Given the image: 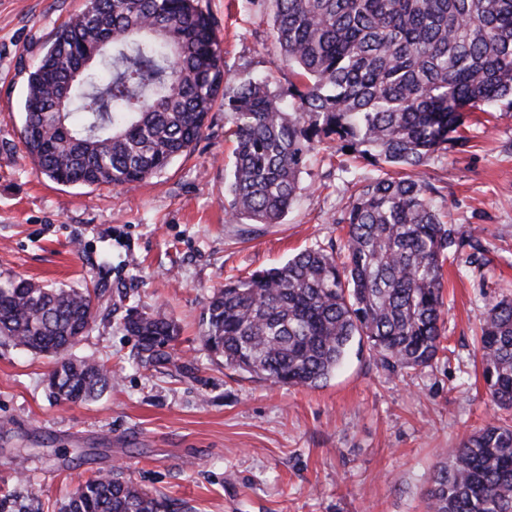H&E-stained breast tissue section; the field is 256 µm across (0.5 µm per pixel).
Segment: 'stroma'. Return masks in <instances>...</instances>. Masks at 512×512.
<instances>
[{
	"label": "stroma",
	"mask_w": 512,
	"mask_h": 512,
	"mask_svg": "<svg viewBox=\"0 0 512 512\" xmlns=\"http://www.w3.org/2000/svg\"><path fill=\"white\" fill-rule=\"evenodd\" d=\"M202 5L231 81L286 91L292 74L272 37L270 0ZM83 7L0 0V280L98 284L100 307L75 352L98 357L116 381L96 400L57 401L47 385L52 358L0 337V495L60 512L80 483L119 468L189 512H427L441 449L498 416L475 379L473 330L488 299L512 294V112L474 113L465 151L414 172L437 188L443 220L484 247L478 265L463 256L444 266L450 358L388 372L355 346L322 387L274 385L203 350L205 304L225 279L338 241L355 182L376 166L321 145L283 222L244 233L224 216L236 126L219 105L195 146L134 186L50 180L20 143L26 77ZM133 306L180 324L171 363L137 358L119 327Z\"/></svg>",
	"instance_id": "obj_1"
}]
</instances>
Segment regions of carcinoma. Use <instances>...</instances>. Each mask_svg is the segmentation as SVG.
<instances>
[{
	"label": "carcinoma",
	"mask_w": 512,
	"mask_h": 512,
	"mask_svg": "<svg viewBox=\"0 0 512 512\" xmlns=\"http://www.w3.org/2000/svg\"><path fill=\"white\" fill-rule=\"evenodd\" d=\"M273 39L294 81L278 93L246 80L224 96L236 147L230 224H279L324 141L397 169L359 186L330 249L224 283L201 320L206 351L274 384L316 388L353 343L392 372L431 365L443 345V268L479 244L441 221L433 188L409 172L466 144L471 112L512 107V0H270ZM94 56L78 78L77 59ZM71 84L68 111L54 89ZM228 83L215 22L201 0H86L29 70L21 142L62 184L130 186L195 144ZM98 294L23 277L0 286V336L54 358L60 401L94 398L112 374L72 356ZM120 326L146 364L172 360L180 335L160 314L127 311ZM475 356L486 393L512 410V298L491 299ZM62 512H182L181 504L111 471L83 483ZM427 512H512V423H491L445 454Z\"/></svg>",
	"instance_id": "carcinoma-1"
}]
</instances>
